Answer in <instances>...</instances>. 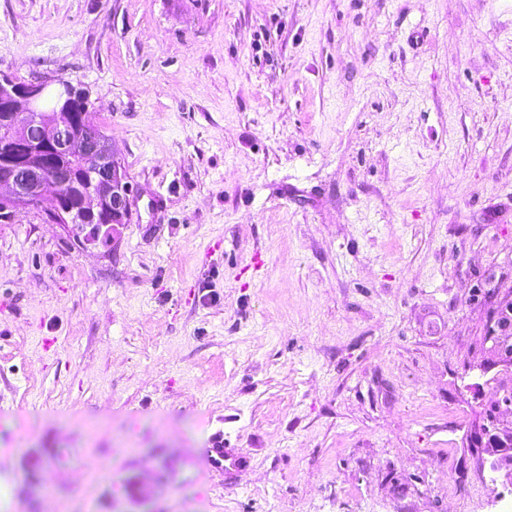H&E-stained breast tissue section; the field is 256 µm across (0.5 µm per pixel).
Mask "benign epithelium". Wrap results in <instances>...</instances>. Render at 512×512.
<instances>
[{
  "label": "benign epithelium",
  "instance_id": "1",
  "mask_svg": "<svg viewBox=\"0 0 512 512\" xmlns=\"http://www.w3.org/2000/svg\"><path fill=\"white\" fill-rule=\"evenodd\" d=\"M78 87L63 79L21 81L0 72V214L15 216L45 205L54 224L102 226L129 216L133 188L109 139L90 128L77 129L66 103ZM19 142L27 147L17 150ZM87 161L82 174L48 167V154ZM490 322L491 354L484 370L512 367V291L497 293ZM484 454L512 483V423L497 416L479 425Z\"/></svg>",
  "mask_w": 512,
  "mask_h": 512
}]
</instances>
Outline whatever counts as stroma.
<instances>
[{"instance_id": "1", "label": "stroma", "mask_w": 512, "mask_h": 512, "mask_svg": "<svg viewBox=\"0 0 512 512\" xmlns=\"http://www.w3.org/2000/svg\"><path fill=\"white\" fill-rule=\"evenodd\" d=\"M0 71L87 87L134 192L0 223L5 512H512L465 441L512 0H0ZM205 461L212 471L230 473L243 465L245 456L240 449L224 448L222 440H215L211 448H205Z\"/></svg>"}]
</instances>
